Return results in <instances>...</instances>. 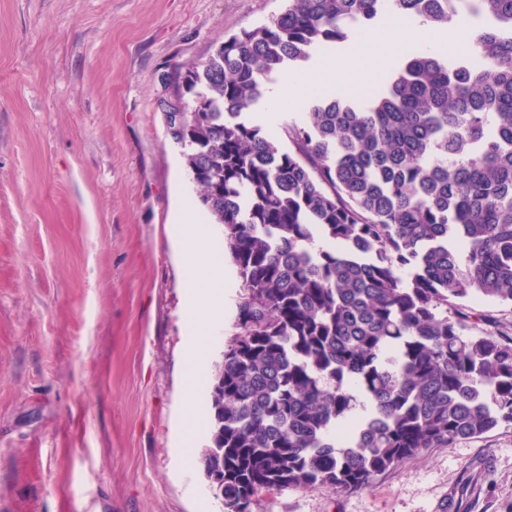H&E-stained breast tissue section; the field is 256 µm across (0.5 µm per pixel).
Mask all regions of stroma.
<instances>
[{"mask_svg": "<svg viewBox=\"0 0 512 512\" xmlns=\"http://www.w3.org/2000/svg\"><path fill=\"white\" fill-rule=\"evenodd\" d=\"M286 4L0 0V512H224L199 458L241 280L224 258V324L189 364L171 228L197 189L158 102ZM255 512H512V426Z\"/></svg>", "mask_w": 512, "mask_h": 512, "instance_id": "obj_1", "label": "stroma"}]
</instances>
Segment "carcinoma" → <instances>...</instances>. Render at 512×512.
I'll use <instances>...</instances> for the list:
<instances>
[{"mask_svg":"<svg viewBox=\"0 0 512 512\" xmlns=\"http://www.w3.org/2000/svg\"><path fill=\"white\" fill-rule=\"evenodd\" d=\"M388 14L466 25L470 52L407 50L367 104L330 91L280 142L246 118ZM183 75L173 135L243 288L207 405L224 512L512 425V338L466 332L490 321L466 302L512 305V0H288Z\"/></svg>","mask_w":512,"mask_h":512,"instance_id":"1","label":"carcinoma"}]
</instances>
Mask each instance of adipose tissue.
<instances>
[{"label": "adipose tissue", "instance_id": "ef3b65f1", "mask_svg": "<svg viewBox=\"0 0 512 512\" xmlns=\"http://www.w3.org/2000/svg\"><path fill=\"white\" fill-rule=\"evenodd\" d=\"M386 37L363 35L341 48L320 51L312 66L267 85L269 111L259 120L271 121L272 109L290 106L301 110L303 102L326 88L343 93L362 92L376 87L386 77L402 50L420 46L445 54L463 51L469 44L467 27L436 29L418 22L408 24L386 19ZM175 236L184 260L185 314L190 333L187 355L199 358L209 351L211 327L224 321V280L219 275V249L209 230L201 225L192 202H184L175 224Z\"/></svg>", "mask_w": 512, "mask_h": 512}]
</instances>
